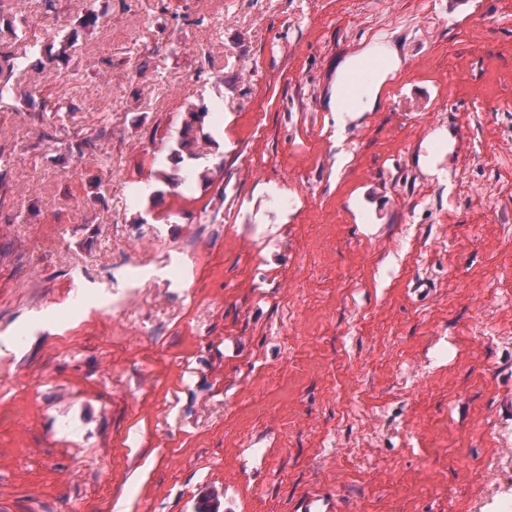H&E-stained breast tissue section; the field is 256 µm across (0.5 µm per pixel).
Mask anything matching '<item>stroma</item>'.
<instances>
[{"instance_id": "stroma-1", "label": "stroma", "mask_w": 512, "mask_h": 512, "mask_svg": "<svg viewBox=\"0 0 512 512\" xmlns=\"http://www.w3.org/2000/svg\"><path fill=\"white\" fill-rule=\"evenodd\" d=\"M157 2L14 9L39 47L31 98L0 102V503L193 512L217 487L286 512L321 487L339 512H512V0H165L179 25ZM379 44L400 67L338 124L347 50ZM58 96L85 158L42 138ZM191 104L222 175L133 201ZM451 120L469 148L416 168ZM380 176L395 216L358 223ZM384 76L377 84L368 89L363 96L354 104L349 103L343 95V81H336V90L331 96V109L337 112L340 119L343 118L344 113L353 114L354 112H365L371 109L378 100L379 91L382 82L385 80Z\"/></svg>"}]
</instances>
